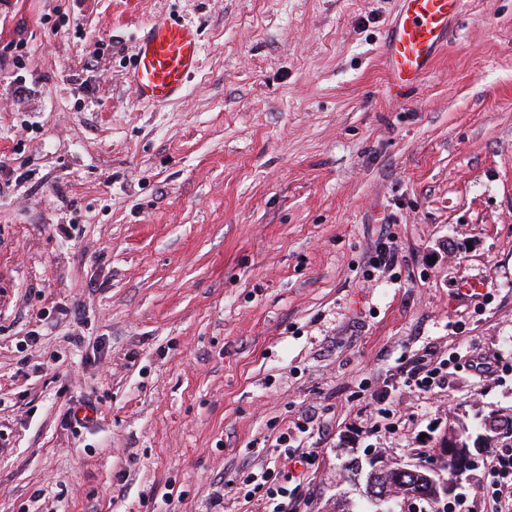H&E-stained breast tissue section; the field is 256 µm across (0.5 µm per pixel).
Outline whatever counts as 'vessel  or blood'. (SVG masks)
Listing matches in <instances>:
<instances>
[{"mask_svg": "<svg viewBox=\"0 0 512 512\" xmlns=\"http://www.w3.org/2000/svg\"><path fill=\"white\" fill-rule=\"evenodd\" d=\"M463 0H400L384 47L388 92L415 87L447 42ZM200 64L197 30L173 19L143 29L131 81L138 98L162 104L180 96Z\"/></svg>", "mask_w": 512, "mask_h": 512, "instance_id": "b4317fda", "label": "vessel or blood"}]
</instances>
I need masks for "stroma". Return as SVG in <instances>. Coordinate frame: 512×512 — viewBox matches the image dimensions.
Masks as SVG:
<instances>
[{
    "instance_id": "stroma-1",
    "label": "stroma",
    "mask_w": 512,
    "mask_h": 512,
    "mask_svg": "<svg viewBox=\"0 0 512 512\" xmlns=\"http://www.w3.org/2000/svg\"><path fill=\"white\" fill-rule=\"evenodd\" d=\"M396 11L0 0V512H267L236 482L282 465L298 422L317 457L287 483L299 512H363L346 462L426 464L512 416V0H465L395 101ZM168 17L201 62L153 104L128 77ZM74 302L78 343L54 316ZM458 346L491 375L449 364L373 430L384 380Z\"/></svg>"
}]
</instances>
